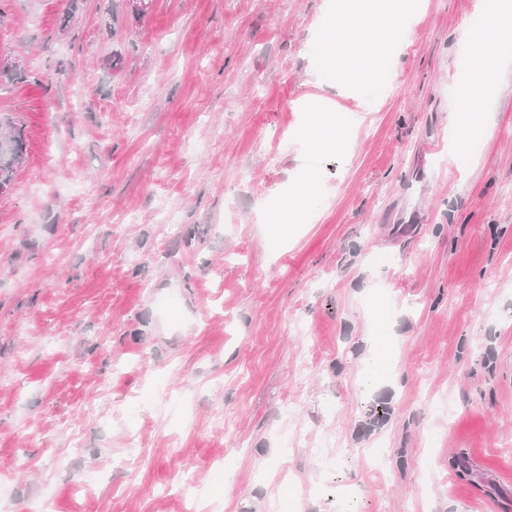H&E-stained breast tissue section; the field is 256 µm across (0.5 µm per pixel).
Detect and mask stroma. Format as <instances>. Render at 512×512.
I'll return each mask as SVG.
<instances>
[{
    "instance_id": "1",
    "label": "stroma",
    "mask_w": 512,
    "mask_h": 512,
    "mask_svg": "<svg viewBox=\"0 0 512 512\" xmlns=\"http://www.w3.org/2000/svg\"><path fill=\"white\" fill-rule=\"evenodd\" d=\"M326 3L0 0V512H512V48L462 159L481 0H423L344 94ZM312 93L352 157L298 139ZM26 143L21 127L10 118L0 119V188L11 187L24 159ZM318 203L319 200L312 182L306 180L299 184L295 191L289 193L288 199L283 203L282 217L275 223L279 225V233L283 227L280 225L295 223L300 219L302 212L315 209Z\"/></svg>"
}]
</instances>
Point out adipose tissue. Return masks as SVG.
I'll list each match as a JSON object with an SVG mask.
<instances>
[{"instance_id":"ef3b65f1","label":"adipose tissue","mask_w":512,"mask_h":512,"mask_svg":"<svg viewBox=\"0 0 512 512\" xmlns=\"http://www.w3.org/2000/svg\"><path fill=\"white\" fill-rule=\"evenodd\" d=\"M419 0H336L319 19L323 34V52L327 60H335L337 52L365 61L366 75H374L391 42L382 38L370 43L359 35L360 30H384L390 19H403L415 14ZM462 48L470 60L467 80L468 97L459 106L460 111L471 109V100L498 84L495 61L499 53L498 41L486 40L483 33L469 31L463 36Z\"/></svg>"}]
</instances>
